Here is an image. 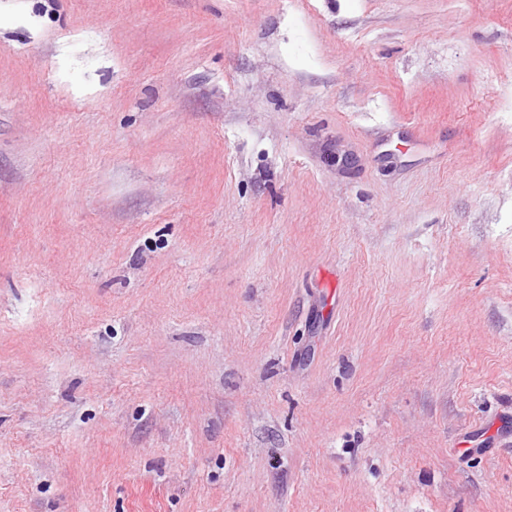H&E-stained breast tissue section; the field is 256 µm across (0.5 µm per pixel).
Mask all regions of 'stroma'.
Listing matches in <instances>:
<instances>
[{"label":"stroma","instance_id":"stroma-1","mask_svg":"<svg viewBox=\"0 0 512 512\" xmlns=\"http://www.w3.org/2000/svg\"><path fill=\"white\" fill-rule=\"evenodd\" d=\"M0 512H512V0H0Z\"/></svg>","mask_w":512,"mask_h":512}]
</instances>
